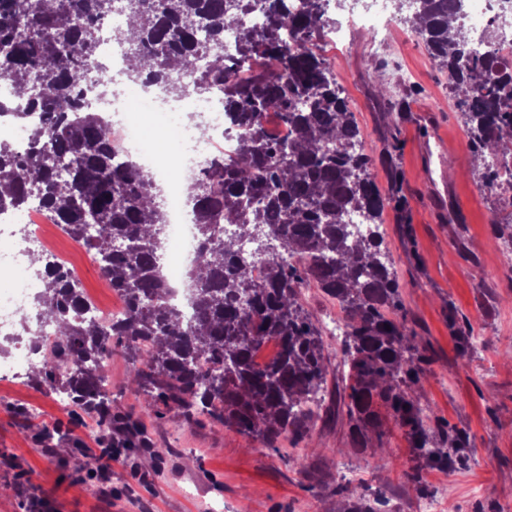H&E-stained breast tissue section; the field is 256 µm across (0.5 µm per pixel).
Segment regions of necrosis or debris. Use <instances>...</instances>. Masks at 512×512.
<instances>
[{
	"mask_svg": "<svg viewBox=\"0 0 512 512\" xmlns=\"http://www.w3.org/2000/svg\"><path fill=\"white\" fill-rule=\"evenodd\" d=\"M124 2L114 0L111 16L100 25L97 44L98 55L109 58L116 72L121 71L127 59L126 47L117 36L123 24ZM456 8L470 34L473 54L479 58L493 56L497 71H511L512 25L505 27L501 24L503 0H458ZM166 79L183 88L176 103L167 107L170 115L168 130L181 138L194 178L204 179L216 152H223L230 158L238 150L239 130L224 107V88L216 85L207 91H199L178 71L167 74ZM104 125L106 137L121 157L148 171L155 183L166 184L169 188L171 204L164 235L171 242L173 251L164 269L169 285L166 301L181 314L184 323H192L195 311L190 303L192 290L188 286V272L199 260V234L197 226L190 222L180 183L169 177L176 161L144 154L141 131L136 125L109 117L105 118ZM201 126L209 131L207 139H199L195 134ZM53 221L51 213L36 201L28 203L22 210L0 214V234L16 228L21 235L19 247L0 248V275L12 278L11 287L0 290V338H17L24 351L19 358L0 357L2 377L17 376L19 367L37 365L58 339L56 326L42 318L34 308L43 281L24 262L28 254L45 252L43 227Z\"/></svg>",
	"mask_w": 512,
	"mask_h": 512,
	"instance_id": "obj_1",
	"label": "necrosis or debris"
}]
</instances>
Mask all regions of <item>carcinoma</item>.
<instances>
[{
    "instance_id": "carcinoma-1",
    "label": "carcinoma",
    "mask_w": 512,
    "mask_h": 512,
    "mask_svg": "<svg viewBox=\"0 0 512 512\" xmlns=\"http://www.w3.org/2000/svg\"><path fill=\"white\" fill-rule=\"evenodd\" d=\"M255 9L262 30L243 25ZM111 14L103 0H0V85L46 120L30 128L32 149L17 155L0 142V212L38 199L65 232L93 253L112 278V290L131 305L112 327L88 323L79 290L41 257L45 288L39 314L55 323L60 339L29 380L65 392L72 404L97 418L105 448L149 445L143 416L176 409L273 446L283 436L297 444L310 431L311 402H319L328 373L327 345L300 304L305 278L336 299L347 317L342 357L343 395L357 445L390 417L428 463L461 459L467 434L444 431L448 447L435 448L416 390L429 363L394 318L399 284L379 232L384 209L396 201L379 191L360 130L336 75L314 39L331 23L324 0H303L292 14L284 0H128L121 31L139 66L127 76L163 81L170 70L191 77L200 90L224 84L238 123L232 159L211 161L210 180L191 182L201 258L191 272L196 318L187 326L161 303L165 284L157 250L166 214L155 202L152 177L116 156L100 115L88 109L83 87L108 93L111 78L99 64L96 21ZM437 64L464 117L469 146L480 160L483 187L496 190L489 158L512 139V75L492 79L490 59L474 57L469 34L448 0H416L405 19ZM240 29L239 59L260 55L264 68L237 78L224 57V28ZM208 58L204 70L200 58ZM274 111L294 138L279 143L257 124ZM359 212L373 225L355 238L343 217ZM230 219L226 238L217 220ZM275 241L293 259L268 261L254 281L241 263L236 239ZM276 339L280 355L255 362L261 345ZM121 348L131 364L126 386L143 396L141 414L114 415L108 354Z\"/></svg>"
}]
</instances>
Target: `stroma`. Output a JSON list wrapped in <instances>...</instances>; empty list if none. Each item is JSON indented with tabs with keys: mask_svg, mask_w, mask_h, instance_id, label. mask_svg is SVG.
<instances>
[{
	"mask_svg": "<svg viewBox=\"0 0 512 512\" xmlns=\"http://www.w3.org/2000/svg\"><path fill=\"white\" fill-rule=\"evenodd\" d=\"M374 33L351 31L342 46L323 44L354 113L371 172L383 194L406 201L386 208L382 230L400 285L401 317L430 358L416 396L442 422L463 430L470 451L451 469H422L408 480L416 454L392 421L377 445L356 450L346 415L316 418L303 445L259 438L217 422L189 424L175 413L145 418L152 445L130 458L106 455L95 418L60 409L28 379H0V512H345L347 490L379 512H418L424 501L446 512H512V252L493 228L512 208L482 186L448 72L423 42L402 36L372 55ZM391 99L376 87L378 66ZM446 191L439 200L438 191ZM51 249L80 270L84 292L100 306L113 293L71 237L50 231ZM471 328L474 347L460 355L448 322ZM129 362L112 357V410L139 414L141 395L126 387ZM60 430L65 449L46 447L43 429ZM308 452L307 468L295 459Z\"/></svg>",
	"mask_w": 512,
	"mask_h": 512,
	"instance_id": "stroma-1",
	"label": "stroma"
}]
</instances>
